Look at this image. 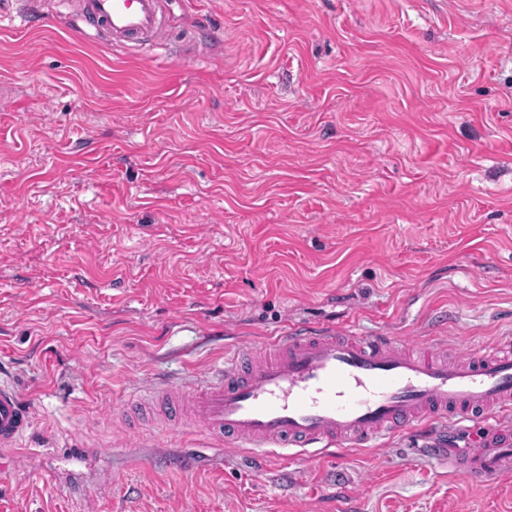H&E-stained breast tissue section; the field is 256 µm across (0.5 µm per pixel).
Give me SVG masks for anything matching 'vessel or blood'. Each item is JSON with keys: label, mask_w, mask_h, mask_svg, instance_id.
Listing matches in <instances>:
<instances>
[{"label": "vessel or blood", "mask_w": 512, "mask_h": 512, "mask_svg": "<svg viewBox=\"0 0 512 512\" xmlns=\"http://www.w3.org/2000/svg\"><path fill=\"white\" fill-rule=\"evenodd\" d=\"M83 19L112 41L150 38L165 0H81ZM173 424L190 423L214 446L257 464L313 461L332 447L373 448L397 433L482 424L487 434L445 457L451 474L493 483L512 476V341L449 361L430 340L417 346L347 327H298L226 355L197 384L168 390L161 407ZM31 412L0 385V449L12 452L30 429Z\"/></svg>", "instance_id": "1"}]
</instances>
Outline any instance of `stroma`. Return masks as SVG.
I'll list each match as a JSON object with an SVG mask.
<instances>
[{
	"mask_svg": "<svg viewBox=\"0 0 512 512\" xmlns=\"http://www.w3.org/2000/svg\"><path fill=\"white\" fill-rule=\"evenodd\" d=\"M28 2L0 0V379L33 413L0 512H512L413 434L186 472L202 430L123 410L292 325L512 333V0H168L139 47Z\"/></svg>",
	"mask_w": 512,
	"mask_h": 512,
	"instance_id": "1",
	"label": "stroma"
}]
</instances>
